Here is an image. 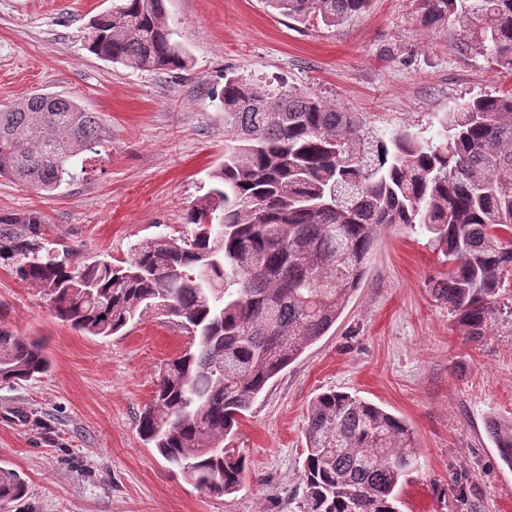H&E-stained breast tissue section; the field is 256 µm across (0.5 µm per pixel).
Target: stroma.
<instances>
[{"label": "stroma", "instance_id": "stroma-1", "mask_svg": "<svg viewBox=\"0 0 512 512\" xmlns=\"http://www.w3.org/2000/svg\"><path fill=\"white\" fill-rule=\"evenodd\" d=\"M112 0H0V109L34 93L97 113L103 136L83 173L52 193L0 177V231L39 217L50 245L126 258L131 245L185 234V214L224 159V74L284 82L361 113L379 136L432 139L443 113L512 90L487 49H462L455 18L423 21L424 0H372L343 25L289 20L264 0H165L181 73L135 71L86 48L89 20ZM0 256V325L38 340L46 375L0 385V467L27 494L20 512H296L307 410L346 391L404 419L419 462L401 512H512V471L487 436L512 417V316L473 342L429 292L447 267L426 235H383L336 324L281 372L241 419L233 446L249 471L215 496L169 471L138 434L159 365L191 343L148 318L108 338L57 320L43 295Z\"/></svg>", "mask_w": 512, "mask_h": 512}]
</instances>
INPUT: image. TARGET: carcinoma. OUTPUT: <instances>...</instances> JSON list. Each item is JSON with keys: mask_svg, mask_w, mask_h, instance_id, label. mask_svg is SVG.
Masks as SVG:
<instances>
[{"mask_svg": "<svg viewBox=\"0 0 512 512\" xmlns=\"http://www.w3.org/2000/svg\"><path fill=\"white\" fill-rule=\"evenodd\" d=\"M370 0H266L294 21L327 27ZM454 14L470 42L512 72V0H428L427 20ZM164 0H112L90 22L87 49L134 70L188 69ZM224 162L215 185L188 209L190 235H158L128 259L82 260L76 249L30 235L0 250L19 258L17 276L49 301L56 319L109 337L145 317L165 319L192 346L158 370L139 434L183 477L217 496L238 491L246 459L226 447L267 384L334 326L360 287L382 234L429 235L448 265L431 293L460 332L478 341L512 305L500 301L512 273V90L476 97L443 116L436 137L405 129L389 137L363 117L310 91L224 76ZM101 123L72 100L33 94L0 110V177L39 191L74 178L96 152ZM36 341L0 326V382L45 374ZM486 431L512 471V419ZM297 512H397L398 488L418 465L407 422L349 392L312 401ZM26 486L0 468V512Z\"/></svg>", "mask_w": 512, "mask_h": 512, "instance_id": "obj_1", "label": "carcinoma"}]
</instances>
